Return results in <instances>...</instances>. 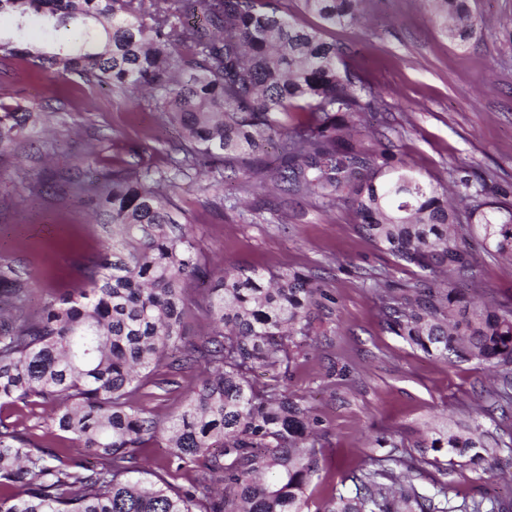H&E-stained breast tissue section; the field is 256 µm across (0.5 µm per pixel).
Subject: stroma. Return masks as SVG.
I'll use <instances>...</instances> for the list:
<instances>
[{"instance_id":"1","label":"stroma","mask_w":512,"mask_h":512,"mask_svg":"<svg viewBox=\"0 0 512 512\" xmlns=\"http://www.w3.org/2000/svg\"><path fill=\"white\" fill-rule=\"evenodd\" d=\"M480 22L462 48L444 38L427 0H367L360 24L329 29L327 41L344 52L349 68L383 99L360 123L372 140L389 139L396 158L441 184L457 168L492 174L512 198V0H470ZM0 106L41 114L38 128L0 159V263L22 266L40 309L58 292L78 287L81 269L112 243V227L92 217L91 181L134 167L156 176L169 168L179 138L147 103L133 107L111 87L78 73L35 71L28 61L0 58ZM55 151L46 154V142ZM267 173L248 179L221 172L177 176L172 193L190 222L203 257L216 269L318 272L334 314L325 336L308 340L296 362L259 375L303 399L320 421L318 472L307 489L310 508L353 487L360 470L376 467L385 451L371 445L383 433L407 444L431 428L454 423L479 427L497 458L470 461L438 456L427 476L455 500L512 497V406L488 412L494 373L471 361L450 365L413 349L382 327L374 280L414 284L418 275L357 230L348 196L324 204L268 188ZM476 278L464 291L512 306V265L474 247ZM156 371L137 406L160 421L182 408L195 372L166 393Z\"/></svg>"}]
</instances>
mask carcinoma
<instances>
[{
    "label": "carcinoma",
    "instance_id": "cac0c4a2",
    "mask_svg": "<svg viewBox=\"0 0 512 512\" xmlns=\"http://www.w3.org/2000/svg\"><path fill=\"white\" fill-rule=\"evenodd\" d=\"M270 0H0V13L42 19L45 35L75 25L64 53L0 38V52L78 72L129 102L163 89L155 103L179 129L172 146L182 172L207 167L233 176L268 168L286 195L330 204L351 198L358 231L421 272L409 287L377 288L384 329L423 354L453 363L477 360L501 369L493 405L512 402V309L477 305L450 280L475 277L468 239L512 259V202L491 199L485 179L462 171L448 188L389 147L362 137L357 118L377 96L349 70L326 30L360 19L363 0H299L317 19L303 25ZM442 34L456 46L479 26L470 0H427ZM40 116L0 113V156ZM173 182L147 183L134 168L92 188L112 225V259L83 267L82 285L28 307L27 274L0 265V408H50L42 434L0 416V512H305L316 472L312 408L285 387H260L253 373L295 360L309 336L323 334L314 309L326 297L312 270L216 271L203 260L190 226L174 217ZM210 282L195 296L192 284ZM205 305L209 332L197 341L187 314ZM197 368L199 383L164 426L134 399L150 374ZM75 443L61 456L49 439ZM163 441L170 466L198 477L174 488L164 477L143 486L129 474L143 452ZM417 454L353 477L354 489L315 512H512V501L448 498L431 481L427 452L494 455L469 427L433 429L411 442ZM85 454L97 458L88 466Z\"/></svg>",
    "mask_w": 512,
    "mask_h": 512
}]
</instances>
